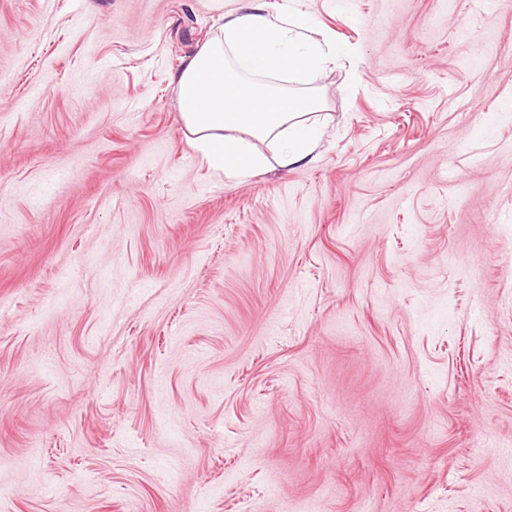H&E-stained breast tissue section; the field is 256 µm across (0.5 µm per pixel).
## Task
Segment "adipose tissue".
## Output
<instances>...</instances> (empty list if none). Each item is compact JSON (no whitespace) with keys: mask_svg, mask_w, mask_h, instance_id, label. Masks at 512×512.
Segmentation results:
<instances>
[{"mask_svg":"<svg viewBox=\"0 0 512 512\" xmlns=\"http://www.w3.org/2000/svg\"><path fill=\"white\" fill-rule=\"evenodd\" d=\"M314 27L308 15H272L252 0L245 13L225 14L217 34L184 60L176 76L181 117L211 169L260 172L312 159L322 135L308 119L317 99L270 79L315 75L343 53L314 38ZM256 139L270 140L272 155L255 150Z\"/></svg>","mask_w":512,"mask_h":512,"instance_id":"adipose-tissue-1","label":"adipose tissue"}]
</instances>
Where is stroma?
<instances>
[{
  "instance_id": "obj_1",
  "label": "stroma",
  "mask_w": 512,
  "mask_h": 512,
  "mask_svg": "<svg viewBox=\"0 0 512 512\" xmlns=\"http://www.w3.org/2000/svg\"><path fill=\"white\" fill-rule=\"evenodd\" d=\"M247 3L0 0V512H512V0H263L346 52L218 175ZM252 1L248 12L225 14L218 34L185 59L176 76L182 120L196 135L195 148L217 172H260L271 164L248 139L233 133L269 139L280 167L314 160L322 131L307 117L318 100L263 78L313 76L344 52L341 45H325L309 35L315 27L310 16L268 14L260 0Z\"/></svg>"
}]
</instances>
